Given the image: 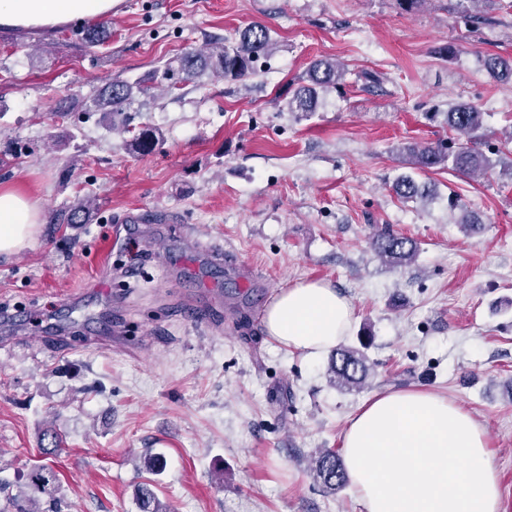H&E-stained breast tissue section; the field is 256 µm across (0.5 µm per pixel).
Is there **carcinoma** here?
<instances>
[{
    "label": "carcinoma",
    "instance_id": "obj_1",
    "mask_svg": "<svg viewBox=\"0 0 512 512\" xmlns=\"http://www.w3.org/2000/svg\"><path fill=\"white\" fill-rule=\"evenodd\" d=\"M277 48L270 30L261 23L247 26L237 32L232 41L215 43L204 49H189L174 61L156 68L144 77L133 81L115 77L112 83L92 99V111L112 114L117 117L130 108L136 96L154 97L156 93L168 94L183 84L209 71L232 81H241L257 71V64L268 59ZM487 70L502 82L512 83V60L501 56L485 59ZM345 70L334 60L321 59L307 70L308 84L288 94L284 107L289 112L308 116L317 111L322 94L336 88L343 80ZM485 113L471 103H465L446 114L448 128L460 136L477 133L484 126ZM120 131L131 134L128 146L140 153H149L161 133L151 126L139 128L120 127ZM413 168L426 171L435 168H451L465 177L484 176L494 169L496 162L476 151L467 142L451 146L441 142L427 145L403 147ZM393 190L404 200L426 199L432 196L427 184L418 183L410 175L399 176ZM94 202L88 197L76 198L61 217L62 224H85ZM372 247L383 262L393 267L410 264L418 254L417 242L402 235L378 230L372 237ZM330 382L339 389L365 386L372 377V368L365 355L348 347L337 348L329 363ZM313 473L316 481L327 491L335 492L349 483V478L340 455L324 450L314 458ZM57 477L47 465H37L19 485V496L27 502L22 512H63V502L56 496ZM139 512H169L160 503L156 493L148 484L139 486L137 492Z\"/></svg>",
    "mask_w": 512,
    "mask_h": 512
}]
</instances>
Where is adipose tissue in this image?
<instances>
[{"label":"adipose tissue","mask_w":512,"mask_h":512,"mask_svg":"<svg viewBox=\"0 0 512 512\" xmlns=\"http://www.w3.org/2000/svg\"><path fill=\"white\" fill-rule=\"evenodd\" d=\"M120 0H0V28L52 29L111 16ZM44 222L36 200L0 187V255L30 246ZM354 318L330 284L281 289L263 318L269 339L309 357L338 344ZM342 456L364 512H500L482 424L447 398L424 391L376 396L351 420Z\"/></svg>","instance_id":"adipose-tissue-1"}]
</instances>
